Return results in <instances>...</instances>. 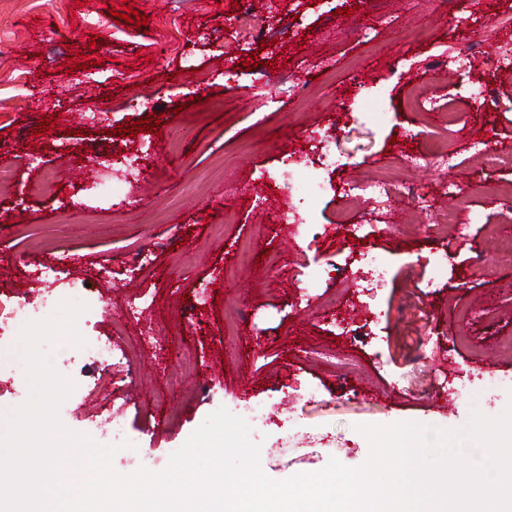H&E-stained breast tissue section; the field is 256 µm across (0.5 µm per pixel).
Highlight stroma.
<instances>
[{"instance_id":"stroma-1","label":"stroma","mask_w":512,"mask_h":512,"mask_svg":"<svg viewBox=\"0 0 512 512\" xmlns=\"http://www.w3.org/2000/svg\"><path fill=\"white\" fill-rule=\"evenodd\" d=\"M258 18L277 28L259 43L224 25L234 0H0V161L14 168L0 186V300L29 299L26 281L45 268L40 291L72 298L69 277L50 271L63 250L88 291L77 327L85 341H106L127 360H88L70 342L42 345L49 358L66 353L61 370L75 389L60 408L70 430L112 444L100 425L122 418L130 448L112 462L117 474L166 469L219 408L263 407L254 429L260 468L280 481L322 470L329 458L362 466L370 445L363 425L413 421L463 427L472 410L495 417L512 400V266L498 262L489 226L506 225L498 197L512 194V169L487 168L467 151L484 136L512 152V72L489 56L512 31V0H252ZM134 9L146 31L116 21ZM375 31L370 43L356 31ZM480 36L487 54L473 59L471 78L492 98L466 108L455 125L437 113L407 109L412 91L452 93L454 74L436 58ZM84 57L85 69L68 71ZM257 57L259 66L246 70ZM291 77L307 95L286 99ZM381 100L379 124L363 115L361 98ZM105 115L90 125L96 105ZM161 117L155 153L121 221L112 199L86 192L100 151L121 159L124 120ZM55 130L37 134L41 119ZM322 129L339 166L325 173L317 205L324 234L287 239L274 214L281 194L266 189L254 204L251 173L276 166L301 148L303 132ZM429 139L457 152V164L399 172L434 193L446 179L482 181L497 197L478 196L480 214L466 237L436 234L439 212L419 213L407 195L391 202L381 236L349 240L335 214L340 188L371 178L392 157ZM69 141V151L57 150ZM53 172L51 195L26 194ZM236 214L224 221L225 211ZM156 258L132 273L143 245ZM368 252L387 268L377 288L354 279H314L326 264ZM207 283L208 299L189 308ZM141 305L127 312L128 300ZM13 339L0 342V411L26 401L29 389ZM350 352L357 365L336 372L324 352Z\"/></svg>"}]
</instances>
